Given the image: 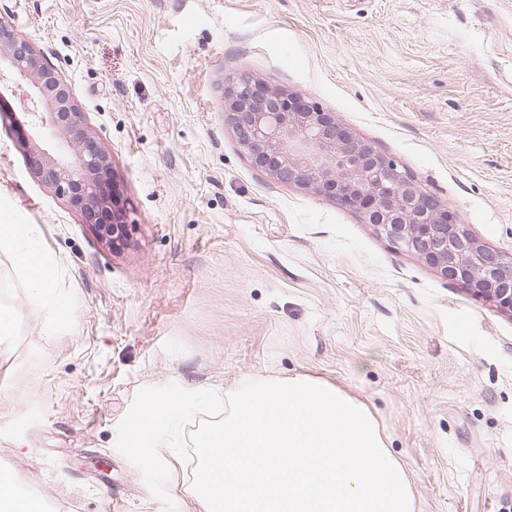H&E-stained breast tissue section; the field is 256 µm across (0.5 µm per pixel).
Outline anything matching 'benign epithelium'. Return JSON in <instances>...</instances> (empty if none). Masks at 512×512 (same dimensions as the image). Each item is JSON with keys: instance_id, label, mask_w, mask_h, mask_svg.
Segmentation results:
<instances>
[{"instance_id": "obj_1", "label": "benign epithelium", "mask_w": 512, "mask_h": 512, "mask_svg": "<svg viewBox=\"0 0 512 512\" xmlns=\"http://www.w3.org/2000/svg\"><path fill=\"white\" fill-rule=\"evenodd\" d=\"M0 98L19 96L9 113L26 133L33 174L66 198L112 248L128 225L98 221L101 210L118 211L112 157L59 72L33 45L0 20ZM226 121L252 166L274 181L331 196L357 210L393 245L413 254L443 279L512 315V257L487 248L458 223L449 203L422 188L393 159L357 137L302 95L242 75L224 89Z\"/></svg>"}]
</instances>
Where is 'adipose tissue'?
<instances>
[{"instance_id":"1","label":"adipose tissue","mask_w":512,"mask_h":512,"mask_svg":"<svg viewBox=\"0 0 512 512\" xmlns=\"http://www.w3.org/2000/svg\"><path fill=\"white\" fill-rule=\"evenodd\" d=\"M35 228L29 224H0V254L9 258L13 268L27 284V302L31 307L48 310L46 329L72 319L65 311L55 288V271L34 245ZM0 512H49L40 497L20 490L16 475L0 469Z\"/></svg>"}]
</instances>
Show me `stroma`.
<instances>
[{
  "mask_svg": "<svg viewBox=\"0 0 512 512\" xmlns=\"http://www.w3.org/2000/svg\"><path fill=\"white\" fill-rule=\"evenodd\" d=\"M110 153L119 252L0 118V224L35 225L71 323L0 255V468L52 512H165L115 446L138 391L298 374L362 400L417 512H512V316L337 200L257 171L226 121L248 73L301 93L512 256V0H0Z\"/></svg>",
  "mask_w": 512,
  "mask_h": 512,
  "instance_id": "obj_1",
  "label": "stroma"
}]
</instances>
